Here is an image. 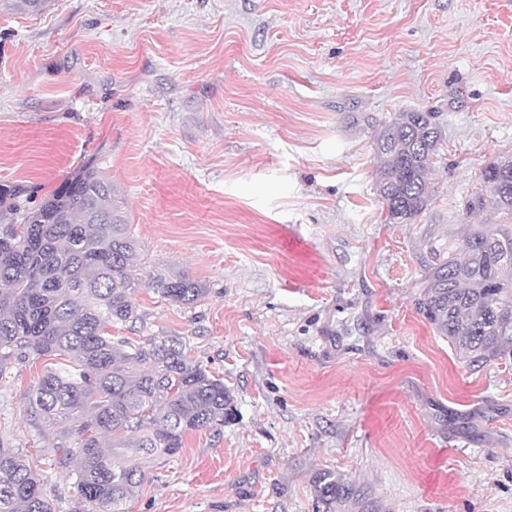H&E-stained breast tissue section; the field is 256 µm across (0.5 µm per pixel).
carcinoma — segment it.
I'll return each instance as SVG.
<instances>
[{
	"mask_svg": "<svg viewBox=\"0 0 512 512\" xmlns=\"http://www.w3.org/2000/svg\"><path fill=\"white\" fill-rule=\"evenodd\" d=\"M435 112H401L373 140L376 192L386 223L409 224L431 199L428 171L442 131ZM486 195L466 214L489 208L512 215V157L480 173ZM0 365L16 352L58 357L29 400V414L65 422L74 447L62 456L78 468L79 495L90 512H121L157 458L176 453L184 436L224 425L234 400L224 380L194 361L179 336L143 341L112 336V326L141 319L134 297L149 288L191 304L206 289L180 272L137 264L112 183L84 164L32 203L27 189L0 184ZM469 368L512 363V227L474 224L461 246L428 271L414 300ZM327 512H378L365 490L327 469L311 478ZM0 512H54L37 465L0 448Z\"/></svg>",
	"mask_w": 512,
	"mask_h": 512,
	"instance_id": "cac0c4a2",
	"label": "carcinoma"
}]
</instances>
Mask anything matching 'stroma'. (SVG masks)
<instances>
[{"label": "stroma", "instance_id": "35a3bbf8", "mask_svg": "<svg viewBox=\"0 0 512 512\" xmlns=\"http://www.w3.org/2000/svg\"><path fill=\"white\" fill-rule=\"evenodd\" d=\"M438 113L433 196L389 224L375 123ZM354 113L374 125L353 124ZM512 155V0H46L0 6V183L50 194L85 162L112 182L138 265L204 287L141 289L116 336H180L236 416L189 432L124 512H326L332 469L380 512H512V364L470 370L414 306L435 251L485 210ZM54 361L0 370V446L78 512L63 425L27 412ZM480 178L485 188L486 198L480 194L468 201L465 206L466 214L489 208L512 215V156L503 157L486 165L480 173Z\"/></svg>", "mask_w": 512, "mask_h": 512}]
</instances>
